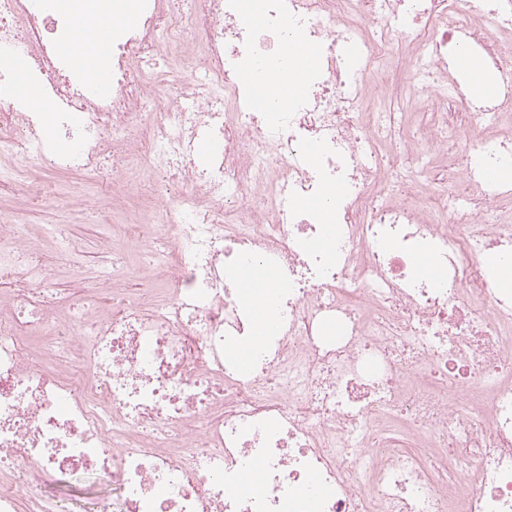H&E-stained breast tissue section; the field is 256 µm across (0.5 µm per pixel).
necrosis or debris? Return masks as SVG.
Masks as SVG:
<instances>
[{
  "instance_id": "necrosis-or-debris-1",
  "label": "necrosis or debris",
  "mask_w": 512,
  "mask_h": 512,
  "mask_svg": "<svg viewBox=\"0 0 512 512\" xmlns=\"http://www.w3.org/2000/svg\"><path fill=\"white\" fill-rule=\"evenodd\" d=\"M137 28L105 48L97 93L60 47L58 0H0V157L125 177L157 218L125 225L154 279L100 269L79 313L48 294L75 247L45 257L0 224V512H512V0H112ZM314 55L286 108L246 77L290 40ZM191 58L151 68L161 50ZM497 80L449 79L461 49ZM24 61L30 111L15 91ZM429 123L409 127L404 103ZM219 145L197 165L203 142ZM458 155L455 179L426 149ZM437 269L423 276L418 256ZM272 269L276 331L253 336L235 271ZM247 351V359L233 349Z\"/></svg>"
}]
</instances>
